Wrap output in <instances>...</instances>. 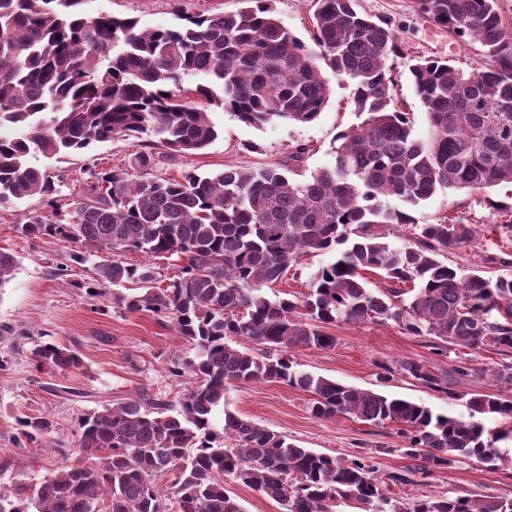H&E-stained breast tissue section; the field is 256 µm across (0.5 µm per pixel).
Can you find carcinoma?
Listing matches in <instances>:
<instances>
[{
    "label": "carcinoma",
    "instance_id": "1",
    "mask_svg": "<svg viewBox=\"0 0 512 512\" xmlns=\"http://www.w3.org/2000/svg\"><path fill=\"white\" fill-rule=\"evenodd\" d=\"M84 0H0V206L40 197L53 204L55 182L30 158L82 152L116 137L156 138L169 155L193 154L218 137L210 109L224 108L259 126L315 121L331 95L321 66L351 86L363 121L341 131L334 164L303 180L278 165L228 168L215 175L147 177L152 153L127 169L91 172L66 222L25 215L30 235L60 236L98 252L175 255L181 275L156 286L154 268L103 260L100 284L130 312L170 320L194 350L170 373L195 386L175 413L136 399L95 410L79 421L73 457L40 485L0 491V512H242L226 487L242 483L284 512H512V498L425 496L408 502L385 491L425 479L461 458L492 463L512 429L447 414L385 393L354 388L295 367L298 348L328 349L338 324L393 322L436 339L435 354L491 345L512 353V276L461 277L443 260L465 244L461 219L417 224L397 200L417 205L442 189L480 193L512 183V28L497 0H416L421 15L482 47L486 66L465 72L446 60L410 66L427 117L424 137L412 113L395 102L390 56L400 53L390 24L357 12L355 0H316L315 48L288 31L271 0H238L232 12L199 13L175 28L147 29L134 18L84 16ZM200 76L193 88L184 78ZM50 115L45 121L41 115ZM332 254L307 292L276 287L305 254ZM380 276L372 288L367 273ZM246 338L252 346L235 343ZM41 363L64 368L77 355L52 343ZM400 370L448 396L472 375L471 364L435 377L415 362ZM512 388V362L491 373ZM283 383L312 395L317 418L351 416L392 426L406 455L421 464L384 481L361 457L301 448L255 422L224 411L226 391ZM471 413L512 422V398L470 392ZM30 440L52 422L21 418ZM171 475L166 487L158 478Z\"/></svg>",
    "mask_w": 512,
    "mask_h": 512
}]
</instances>
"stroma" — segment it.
Wrapping results in <instances>:
<instances>
[{"mask_svg":"<svg viewBox=\"0 0 512 512\" xmlns=\"http://www.w3.org/2000/svg\"><path fill=\"white\" fill-rule=\"evenodd\" d=\"M237 7V0H84L82 9L91 18L134 17L145 28H172L184 16L230 12ZM273 8L288 30L310 42L315 0H273ZM356 9L396 31L402 54L391 60L394 95L412 112L416 131L425 133V109L415 94L410 65L420 57L438 58L467 72L478 70L486 63L478 45L425 20L414 0H356ZM330 86L322 113L308 124L273 121L252 126L229 111L212 109L218 137L194 154L171 157L164 148H148L144 140L117 137L57 162L35 157V165L46 170L59 190L56 204L35 197L0 207V252L17 261L12 279L0 290V488L40 484L76 447L78 422L85 414L139 397L174 405L194 385L193 380L168 371L172 358L192 353L170 323L148 312L118 307L108 288L101 296L91 297L87 289L97 281L96 257L79 262L75 259L79 247L72 241L26 234L23 215L67 216L89 171L126 167L135 153L146 149L154 153L150 173L157 178L190 171L213 174L228 167L284 166L299 145L307 149L305 171L331 166L338 132L360 124L362 117L345 81L334 78ZM410 213L418 224L459 217L471 225V243L448 250L449 264L461 273L512 275V185L502 183L473 194L446 189L412 207ZM503 256L508 265L500 264ZM330 333L336 338L334 348L294 351L300 370L403 397L452 416L468 415L465 401L404 376L398 370L401 362L414 361L440 375L465 359L471 361L474 373L461 381L460 390L496 389L485 374L503 360L494 348L475 354L458 349L441 358L432 350L433 337L408 335L391 323L341 324ZM44 343L74 352L79 364L64 369L40 365L35 350ZM386 365L393 373L383 384L379 377ZM226 400L228 408L216 410V421H223L225 411L235 412L285 435L299 447L348 459L366 458L378 477L411 463L391 427L348 417L316 418L310 412L311 397L303 390L282 383L252 384L231 388ZM25 416L52 421L50 433L38 442L28 441L17 424ZM498 448L502 459L497 465L467 459L423 482L391 486L389 494L401 502L435 495L512 498V439L500 441Z\"/></svg>","mask_w":512,"mask_h":512,"instance_id":"obj_1","label":"stroma"}]
</instances>
